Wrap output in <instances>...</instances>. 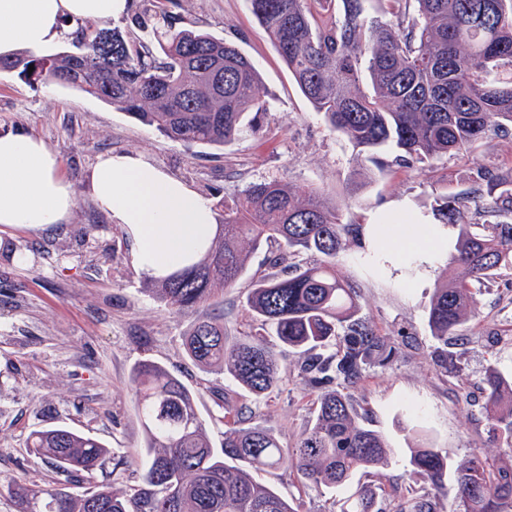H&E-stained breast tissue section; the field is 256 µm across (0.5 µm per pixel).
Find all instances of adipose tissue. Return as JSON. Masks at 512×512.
Here are the masks:
<instances>
[{
  "mask_svg": "<svg viewBox=\"0 0 512 512\" xmlns=\"http://www.w3.org/2000/svg\"><path fill=\"white\" fill-rule=\"evenodd\" d=\"M130 6V0H0V56L42 52L61 42L69 27L115 19ZM85 183L97 208L132 241L139 272L163 277L209 247L211 201L143 154L106 153ZM74 205L72 184L53 149L21 131L0 134V227L50 229L65 223ZM364 242L383 271L404 276L402 259L410 255L417 275L425 277L447 255L453 232L424 222L369 224Z\"/></svg>",
  "mask_w": 512,
  "mask_h": 512,
  "instance_id": "obj_1",
  "label": "adipose tissue"
}]
</instances>
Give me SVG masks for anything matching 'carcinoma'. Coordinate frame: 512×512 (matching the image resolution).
I'll return each mask as SVG.
<instances>
[{
	"mask_svg": "<svg viewBox=\"0 0 512 512\" xmlns=\"http://www.w3.org/2000/svg\"><path fill=\"white\" fill-rule=\"evenodd\" d=\"M163 27L151 44L117 30L78 27L71 50L48 56L19 53L0 59V71L35 83L80 89L129 117L193 148L221 149L268 112V91L249 59L211 34L178 29L171 0H151ZM328 0H249L251 14L273 42L303 96L331 130L346 137L378 169L377 152L398 150L404 168L473 150L491 133L512 131V0H340L327 18ZM33 72H28L29 66ZM487 196L498 221L462 223L470 195ZM351 196L331 202L324 190L300 191L270 179L252 183L224 208L211 245L189 266L154 278L145 291L175 313L198 311L186 333L187 357L219 370L257 401L282 380L279 353L265 332L300 355L296 369L316 393L312 426L293 448L253 423L221 397L224 442L213 447L192 392L160 364L144 359L130 383L143 444L141 484L106 485L94 498L81 491L97 471L130 462L115 458L97 436L66 427L32 431L27 451L65 475L72 490L11 479L17 512H297L293 502L258 475L284 465L306 485L334 488L361 473L376 476L392 448L367 427L360 406L344 389L400 352L394 337L379 335L362 314L357 292L338 270L346 243L365 249L362 225L347 218ZM433 216L456 224L451 264L455 277L435 288L427 309L436 363L448 366V347L462 343L481 287L512 272V169H479L474 186L441 197ZM269 250L277 272L255 281L245 308L259 333L229 335L215 298L234 288L250 255ZM314 255L307 262L302 255ZM483 413L500 451L480 449L455 468L456 512H512V377L488 367ZM413 474L445 486L448 453L431 445L409 448ZM381 486L362 484L340 512H376ZM395 512H437L414 496Z\"/></svg>",
	"mask_w": 512,
	"mask_h": 512,
	"instance_id": "obj_1",
	"label": "carcinoma"
}]
</instances>
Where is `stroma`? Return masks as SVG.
Returning a JSON list of instances; mask_svg holds the SVG:
<instances>
[{
  "instance_id": "obj_1",
  "label": "stroma",
  "mask_w": 512,
  "mask_h": 512,
  "mask_svg": "<svg viewBox=\"0 0 512 512\" xmlns=\"http://www.w3.org/2000/svg\"><path fill=\"white\" fill-rule=\"evenodd\" d=\"M172 12L178 27L235 44L270 93V110L258 128L243 132L219 157L193 156L153 127L75 88L31 84L14 73L0 77V132L23 129L42 139L57 153L75 196L66 224L0 231V481L17 476L43 484L57 481V474L24 451V438L34 428L90 429L120 455L140 447L142 427L129 375L145 358L179 375L194 391L213 444L224 439L212 395L216 387L288 446L303 437L314 417L316 396L298 376L295 355L281 361L280 386L256 403L241 396L228 377L187 359L183 338L194 314L172 313L144 293L148 277L133 266L131 240L86 192L84 176L99 156L142 153L209 198L219 221L248 183L281 178L299 190L321 187L333 198L353 193L358 203L350 215L362 224L383 219L394 202L402 205L397 221L429 222L436 199L469 190L478 168H512V135L492 134L471 155L445 157L430 170L395 166L393 152L385 150V169L370 166L357 173V149L330 130L302 95L247 0H177ZM19 252L25 263L17 262ZM359 258V248L349 246L341 271L356 287L363 314L381 335L405 339L388 367L375 369L349 390L366 410L370 428L383 433L395 450L377 505L393 512L399 500L423 494L436 502L438 512H454V481L437 489L413 477L398 424L413 416L435 447L447 451L452 468L474 449L496 452L486 432L481 378L489 365L512 376V276L483 287L478 313L463 327L470 339L463 357L469 378L463 382L436 366L426 319L434 290L447 275L446 261L413 288L363 267ZM270 272L265 252H257L249 259L246 278L225 289L222 308L229 333L252 330L242 296L250 282ZM264 480L292 500L298 512H339L358 486L354 480L330 490L306 486L289 466Z\"/></svg>"
}]
</instances>
